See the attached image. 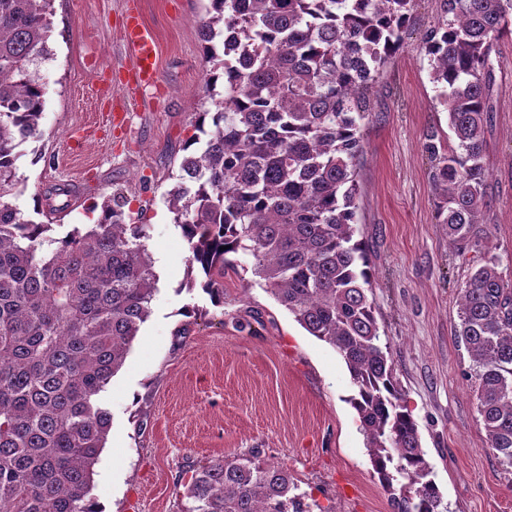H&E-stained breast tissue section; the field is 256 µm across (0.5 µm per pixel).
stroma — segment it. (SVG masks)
<instances>
[{
  "label": "stroma",
  "instance_id": "stroma-1",
  "mask_svg": "<svg viewBox=\"0 0 512 512\" xmlns=\"http://www.w3.org/2000/svg\"><path fill=\"white\" fill-rule=\"evenodd\" d=\"M208 0H54L42 136L18 161L25 217L56 208L58 223H83L93 204L118 193L131 220L149 226L159 276L141 326L104 401L112 427L95 467L105 512H181L177 484L190 466L260 449L301 489L336 512H391L374 479L347 368L255 281L252 259L231 255L224 304L182 291L188 246L168 197L178 183L198 115L224 90L204 76L221 66L203 54ZM441 0H417L404 47L370 99L363 129L356 239L373 262L372 293L422 446L448 512H512V468L485 448L470 385L471 361L454 336L458 291L475 252L450 246L437 222L440 194L428 135L447 140L420 46ZM137 11L157 47L156 82L132 84L134 52L123 39ZM486 131L487 205L482 230L512 277V37L492 52ZM63 184L68 194L51 190Z\"/></svg>",
  "mask_w": 512,
  "mask_h": 512
}]
</instances>
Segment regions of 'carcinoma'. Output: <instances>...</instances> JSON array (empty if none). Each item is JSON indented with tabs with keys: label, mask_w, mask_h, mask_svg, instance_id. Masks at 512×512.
<instances>
[{
	"label": "carcinoma",
	"mask_w": 512,
	"mask_h": 512,
	"mask_svg": "<svg viewBox=\"0 0 512 512\" xmlns=\"http://www.w3.org/2000/svg\"><path fill=\"white\" fill-rule=\"evenodd\" d=\"M54 0H0V512H104L92 494L112 425L103 393L151 314L158 276L147 224L125 201L55 233L6 201L20 147L41 136L45 100L31 70L50 55ZM416 0H209L204 53L221 58L224 99L202 112L203 148L169 193L197 277L224 304L229 254L344 360L373 476L392 512H448L419 426L382 341L372 260L355 239L361 129L369 90L400 51ZM512 0H443L422 40L454 144L425 151L448 243L479 246L486 196L491 52L512 34ZM225 250H220V247ZM455 336L488 451L512 467V280L492 254L460 288ZM185 512H333L260 452L218 457L183 484Z\"/></svg>",
	"instance_id": "obj_1"
}]
</instances>
